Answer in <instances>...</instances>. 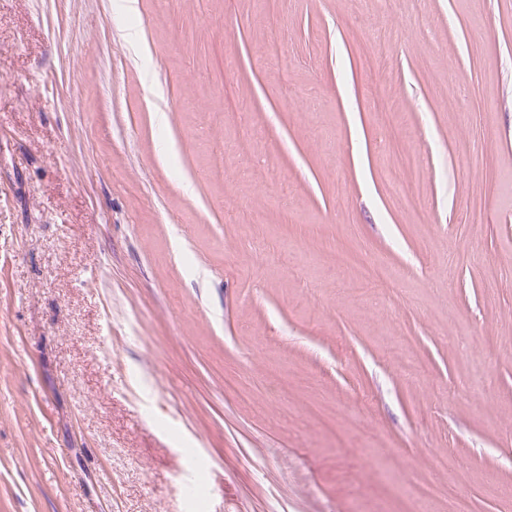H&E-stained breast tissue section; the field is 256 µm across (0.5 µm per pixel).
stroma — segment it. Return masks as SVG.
I'll return each instance as SVG.
<instances>
[{"mask_svg": "<svg viewBox=\"0 0 512 512\" xmlns=\"http://www.w3.org/2000/svg\"><path fill=\"white\" fill-rule=\"evenodd\" d=\"M444 454L512 512V0H0V512H408Z\"/></svg>", "mask_w": 512, "mask_h": 512, "instance_id": "1", "label": "stroma"}]
</instances>
